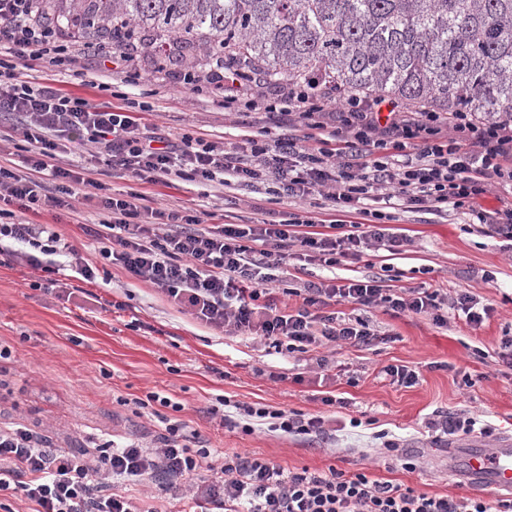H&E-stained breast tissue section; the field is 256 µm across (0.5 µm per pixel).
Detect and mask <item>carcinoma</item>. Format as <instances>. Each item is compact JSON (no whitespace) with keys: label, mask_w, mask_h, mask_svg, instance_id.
<instances>
[{"label":"carcinoma","mask_w":512,"mask_h":512,"mask_svg":"<svg viewBox=\"0 0 512 512\" xmlns=\"http://www.w3.org/2000/svg\"><path fill=\"white\" fill-rule=\"evenodd\" d=\"M38 18L104 50L157 30L264 77L512 121V0H48Z\"/></svg>","instance_id":"1"}]
</instances>
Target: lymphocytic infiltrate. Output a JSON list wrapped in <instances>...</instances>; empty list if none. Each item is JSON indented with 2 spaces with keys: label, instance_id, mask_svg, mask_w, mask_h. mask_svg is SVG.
Returning <instances> with one entry per match:
<instances>
[{
  "label": "lymphocytic infiltrate",
  "instance_id": "obj_1",
  "mask_svg": "<svg viewBox=\"0 0 512 512\" xmlns=\"http://www.w3.org/2000/svg\"><path fill=\"white\" fill-rule=\"evenodd\" d=\"M35 17L34 0H0V48L11 55L0 59V114L16 119L27 154L23 173L0 162V240L28 245L24 259L33 268L56 274L59 238L48 225L26 222L23 212L46 206L73 215L76 202H93L107 214L91 231L109 242L103 258L206 325L259 337L278 351L378 340L368 321L333 312L342 303L427 314L440 326L448 322V308L474 327L490 318L491 307L469 292H390L375 278L342 284L325 278L289 288L286 296L300 304L292 312L281 309L267 285L287 264L290 248L305 261L333 268L371 246L396 249L400 239L377 224L340 235L300 233L284 224L209 225L197 213L142 206L137 193L96 195L91 178L61 161L81 132L94 145L92 158L140 181L215 180L228 187L269 180L279 195L317 193L342 210L384 194L411 211L465 206L487 224L489 235L512 243V206L491 217L477 208L491 183L512 182V122L424 109L407 118L397 103L381 97L348 96L339 86L323 89L302 80L260 102L251 81L216 55L207 68L185 74L184 84L220 97L228 112L286 115L304 123L309 135L273 143L250 138L232 149L190 136L158 143L128 113L23 80L22 69L33 64L67 70L76 61L61 31ZM330 107L337 110L333 151L312 135ZM243 414L295 436L327 432L322 417L296 410L247 406ZM159 421L164 428L151 441L109 440L77 450L52 447L22 424L0 429V493H22L33 512H155L145 499L119 492L124 481L152 485L159 498L186 501L189 512H492L480 498L437 497L362 472H291L247 455L215 457L185 422L164 415Z\"/></svg>",
  "mask_w": 512,
  "mask_h": 512
}]
</instances>
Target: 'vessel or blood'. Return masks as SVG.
Segmentation results:
<instances>
[{
    "instance_id": "obj_1",
    "label": "vessel or blood",
    "mask_w": 512,
    "mask_h": 512,
    "mask_svg": "<svg viewBox=\"0 0 512 512\" xmlns=\"http://www.w3.org/2000/svg\"><path fill=\"white\" fill-rule=\"evenodd\" d=\"M449 478H463L475 491L512 496V438L503 437L489 448L481 443L448 449Z\"/></svg>"
}]
</instances>
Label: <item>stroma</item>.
Listing matches in <instances>:
<instances>
[{"mask_svg": "<svg viewBox=\"0 0 512 512\" xmlns=\"http://www.w3.org/2000/svg\"><path fill=\"white\" fill-rule=\"evenodd\" d=\"M203 62L187 55L158 66L147 55L140 61V87L126 85L115 73L106 80L107 92L100 90L104 80L93 69L52 72L37 66L25 77L96 103L110 101L111 90L123 92L128 103L146 105L142 124L173 141L192 133L230 148L248 136L272 142L307 135V128L287 119L227 112L185 88L184 74ZM91 177L107 195L138 192L146 206L207 211L217 224H272L294 216L326 233L334 224L366 220L365 213L337 211L317 194L277 196L266 182L249 188L206 181L151 184L102 163ZM366 208L382 214V227L403 238V246L373 247L333 269L289 259L281 288L272 292L277 304L287 301L284 289L309 281L377 276L383 287L398 292L419 287L470 292L493 307L492 316L473 327L452 310L447 324L439 326L425 314L395 316L381 306L345 303L341 312L367 320L383 342L278 354L258 338L205 325L149 283L110 264L100 254L106 240L86 232L103 219V211L84 208L77 220L41 208L27 212L26 221L50 225L98 273L92 283L75 278L65 267L66 256H57L58 278L71 292L66 299L39 290L44 272L0 253V345L10 350L0 361L7 370V383L0 387V429L22 423L59 448L150 439L160 432V422L136 415L129 401L156 391L181 405L180 411H168V418L186 422L217 454H249L290 471L362 470L431 495H468L463 483L448 479V445L477 440L490 445L512 434V369L499 358L502 341L512 338V252L503 249L501 239L485 236L460 209L408 212L395 198L367 202ZM321 358L331 370L318 367ZM388 365L412 367L417 383H391L383 373ZM326 395L335 396V405L322 404ZM221 397L320 415L334 432L325 439L292 436L257 421L247 432L243 419L225 423L212 415ZM449 415L476 418L477 427L449 440L437 437L432 422ZM380 431L396 441L397 450L382 448L375 438Z\"/></svg>", "mask_w": 512, "mask_h": 512, "instance_id": "35a3bbf8", "label": "stroma"}]
</instances>
